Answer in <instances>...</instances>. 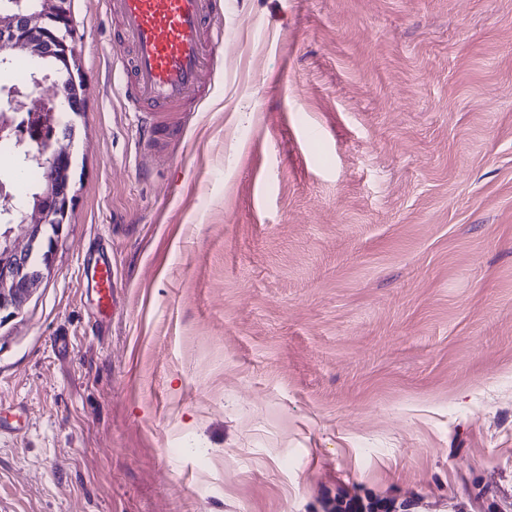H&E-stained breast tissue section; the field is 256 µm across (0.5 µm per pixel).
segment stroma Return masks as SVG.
<instances>
[{"label": "stroma", "mask_w": 512, "mask_h": 512, "mask_svg": "<svg viewBox=\"0 0 512 512\" xmlns=\"http://www.w3.org/2000/svg\"><path fill=\"white\" fill-rule=\"evenodd\" d=\"M71 13L84 175L0 323V512H512V0H220L152 156ZM80 285L96 294L100 307L112 310L114 288L117 287L112 272V258L105 245H101L100 253L94 262L84 259Z\"/></svg>", "instance_id": "1"}]
</instances>
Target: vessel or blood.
I'll return each mask as SVG.
<instances>
[{
	"label": "vessel or blood",
	"instance_id": "obj_1",
	"mask_svg": "<svg viewBox=\"0 0 512 512\" xmlns=\"http://www.w3.org/2000/svg\"><path fill=\"white\" fill-rule=\"evenodd\" d=\"M216 0H107L116 24L115 42L129 54L123 68L125 97L139 112L138 145L163 150L193 110L204 80L216 63L224 32L212 25ZM80 284L100 307L113 306L112 258L100 251L84 262Z\"/></svg>",
	"mask_w": 512,
	"mask_h": 512
}]
</instances>
